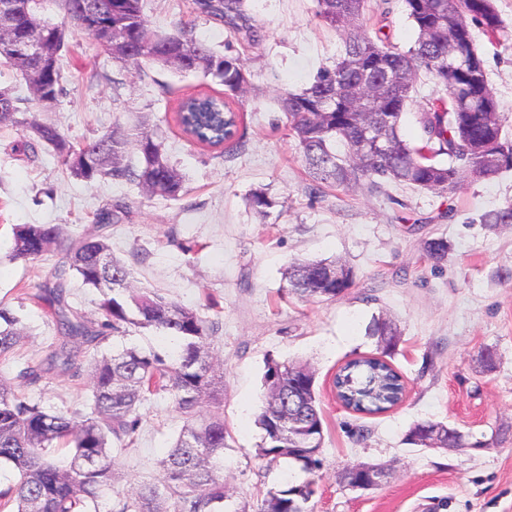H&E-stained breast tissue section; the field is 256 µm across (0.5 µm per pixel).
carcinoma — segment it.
<instances>
[{"instance_id": "carcinoma-1", "label": "carcinoma", "mask_w": 512, "mask_h": 512, "mask_svg": "<svg viewBox=\"0 0 512 512\" xmlns=\"http://www.w3.org/2000/svg\"><path fill=\"white\" fill-rule=\"evenodd\" d=\"M79 0H19L16 29L42 42L48 52L45 82H27L39 102L51 104L64 92L58 64L67 35L44 13L46 4L63 15ZM316 17L335 29L344 52L321 67L308 87L285 91L279 106L290 135L315 189L349 188L365 184L372 190L391 184L451 193L466 174L489 179L512 169V139L504 132L499 104L483 60L474 45L471 26L496 38L504 25L492 0H405L407 18L416 32L404 51L377 42L361 30L366 0H315ZM244 0H195L201 12L221 22L231 33L241 30ZM91 10L83 30L112 33L98 45L105 55L136 67L160 64L184 74L212 77L224 85V95L206 91L181 98L175 120L196 144L222 149L236 133L239 96L248 84L244 62L198 38L193 27L179 23L167 34L150 28L142 0H84ZM437 90L421 113L423 138L412 145L401 134L411 93L420 77ZM17 99L0 89V124L24 127L30 139L52 147L70 173L86 181L97 177L134 183L151 195L179 197L182 177L170 164L163 144L143 127L133 134L115 128L82 145L78 159L70 157L69 142L57 127L18 112ZM344 152L336 151V144ZM141 164L123 163L129 148ZM448 156V164L437 161ZM262 217L272 199L257 189L248 199ZM483 224H512V204L480 215ZM112 225V210L100 211L96 229L78 238H64L59 224H23L14 228L15 260H34L58 249L54 283L38 299L62 342L48 367L26 365L17 382L0 380V466L16 479L0 488V509L13 512H224V372L223 362L207 347L215 323L164 295L134 285L131 269L114 258L102 230ZM336 261H295L288 266L287 293L299 298L334 299L351 287L328 281ZM77 277L100 295V318L89 320L68 303L69 284ZM141 329L174 336V352L137 346L103 351L109 338ZM379 356L350 360L339 368L333 387L352 411L377 415L389 411L403 395V376L386 360L397 346L391 324L376 322ZM24 339L20 318L0 306V362L13 356ZM93 351L87 368L76 362L79 351ZM58 369L73 378L87 372L92 386L90 411L47 410L25 389L37 385L46 371ZM265 396L258 424L263 431L257 448L271 466L294 463L309 478L287 480L266 490L253 509L235 512H309L307 504L318 487L311 476L322 467L323 419L314 373L286 362L269 360L263 376ZM169 398L183 425L159 477L141 481L127 491H115L119 476L112 450L135 444L139 407L152 397ZM407 441L445 448L476 447L458 429L441 422L413 425ZM111 509L101 510L107 501Z\"/></svg>"}]
</instances>
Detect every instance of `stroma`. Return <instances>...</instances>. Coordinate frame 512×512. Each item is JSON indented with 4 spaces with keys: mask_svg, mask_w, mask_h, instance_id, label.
<instances>
[{
    "mask_svg": "<svg viewBox=\"0 0 512 512\" xmlns=\"http://www.w3.org/2000/svg\"><path fill=\"white\" fill-rule=\"evenodd\" d=\"M494 6L504 35L493 42L481 30L473 35L512 133V0ZM315 7V0H246V23L260 35L252 43L196 11L193 0H144L153 30L191 23L197 37L244 61L249 84L238 136L221 151L193 145L173 119L185 95L223 92L212 79L112 61L74 26L61 56L65 92L56 102H38L14 68L0 65V88L13 91L19 110L55 125L71 144L147 116L183 176L175 200L108 178L89 183L47 145L36 144L32 158L19 152L26 131L0 129V305L14 310L27 332L19 359L0 362V378L14 380L24 363L41 362L59 343L29 294L51 283L62 254L10 260L14 227L59 224L76 237L111 208L105 234L136 285L218 326L209 344L224 361L227 512L255 504L282 478V467L267 468L257 455L270 358L306 364L316 376L323 466L310 512H512V224L478 221L484 211L512 203V170L491 180L465 176L444 194L406 186L314 189L278 98L307 87L343 49ZM361 25L371 38H389L403 50L416 39L404 0H367ZM256 189L273 201L269 218L247 205ZM433 239L448 244L439 263L425 252ZM316 259L349 266L351 288L333 300L280 299L288 266ZM377 318L399 333L390 361L406 391L391 410L366 416L336 401L333 378L348 360L379 355L368 333ZM31 395L49 409L81 410L91 390L87 377L54 371ZM139 415L135 449L113 456L123 488L156 474L182 426L166 398L151 399ZM423 420L458 428L470 447L407 443L410 428ZM358 462L387 468L378 488L343 483L345 470Z\"/></svg>",
    "mask_w": 512,
    "mask_h": 512,
    "instance_id": "1",
    "label": "stroma"
}]
</instances>
